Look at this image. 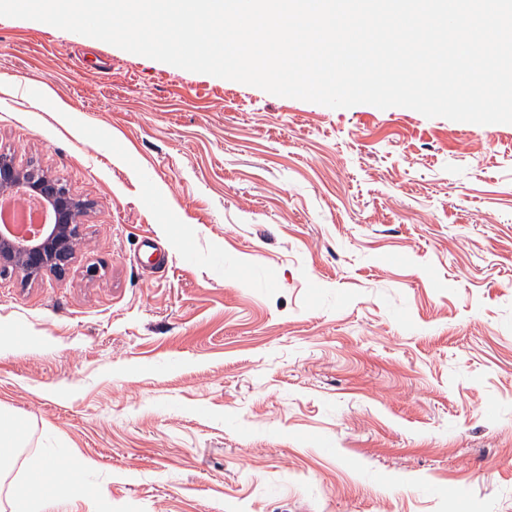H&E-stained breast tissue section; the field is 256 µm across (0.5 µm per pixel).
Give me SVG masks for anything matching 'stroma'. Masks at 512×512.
<instances>
[{
    "instance_id": "stroma-1",
    "label": "stroma",
    "mask_w": 512,
    "mask_h": 512,
    "mask_svg": "<svg viewBox=\"0 0 512 512\" xmlns=\"http://www.w3.org/2000/svg\"><path fill=\"white\" fill-rule=\"evenodd\" d=\"M0 153L89 204L66 276L0 277V512L50 459L48 512H512V124L0 17ZM41 468L46 473V479L29 477L18 492L17 498H25L30 492H35L37 498L47 505L67 500L71 486L69 473L59 468L55 461L44 462Z\"/></svg>"
}]
</instances>
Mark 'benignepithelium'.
Returning <instances> with one entry per match:
<instances>
[{"mask_svg":"<svg viewBox=\"0 0 512 512\" xmlns=\"http://www.w3.org/2000/svg\"><path fill=\"white\" fill-rule=\"evenodd\" d=\"M22 190V195L44 202L52 221L35 240L15 242L0 236V273L20 272L31 280L45 272L63 276L68 271L81 234V218L89 203L73 196L59 180L34 168H21L0 155V197Z\"/></svg>","mask_w":512,"mask_h":512,"instance_id":"7a95c632","label":"benign epithelium"}]
</instances>
